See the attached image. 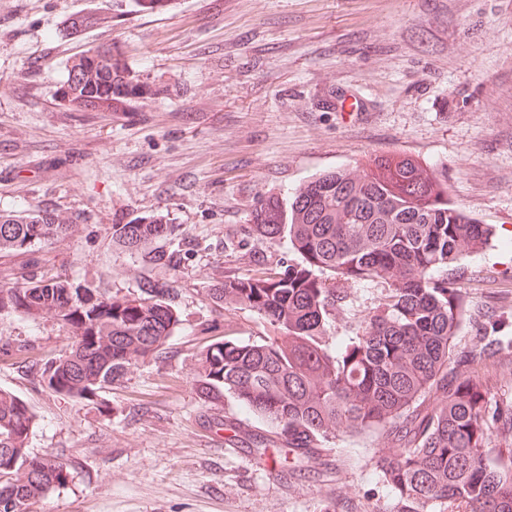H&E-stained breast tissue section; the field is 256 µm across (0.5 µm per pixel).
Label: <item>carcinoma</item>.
Here are the masks:
<instances>
[{
    "label": "carcinoma",
    "mask_w": 512,
    "mask_h": 512,
    "mask_svg": "<svg viewBox=\"0 0 512 512\" xmlns=\"http://www.w3.org/2000/svg\"><path fill=\"white\" fill-rule=\"evenodd\" d=\"M148 91L112 46L74 60L60 95L117 111ZM252 223L269 240H287L299 259L282 272L226 277L207 289L217 305L255 312L271 334L208 345L193 370L197 393L236 398L283 447L307 457L330 438L376 435L383 446L374 468L397 512H427L436 501L448 502V512H512V441L493 438L500 425L512 429V407L493 409L488 399L512 376V336L492 327L455 350L465 306L448 278V266L488 243L492 230L451 202L443 174L406 154L376 155L356 170L324 171L291 194L266 195ZM68 231L47 208L0 213V251L28 252ZM174 231L153 216L114 225L112 239L175 268V252L149 249ZM338 277L353 287L381 282L387 293L361 332L332 352L324 336L342 300ZM174 302L175 290L158 281L122 298L62 276L0 289V310L60 322L70 348L44 363L39 382L87 401L159 353L179 322ZM427 396L434 404L421 411ZM35 420L31 406L0 390V500L13 501L15 512H30L70 476L63 459L28 448Z\"/></svg>",
    "instance_id": "obj_1"
}]
</instances>
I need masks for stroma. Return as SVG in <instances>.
<instances>
[{
  "label": "stroma",
  "mask_w": 512,
  "mask_h": 512,
  "mask_svg": "<svg viewBox=\"0 0 512 512\" xmlns=\"http://www.w3.org/2000/svg\"><path fill=\"white\" fill-rule=\"evenodd\" d=\"M113 44L158 94L118 112L60 101L70 63ZM397 153L441 170L492 227L451 273L468 309L457 348L494 322L512 335V0H0V211L46 207L73 227L0 253V288L61 275L124 296L157 279L179 316L162 353L88 402L39 383L68 345L61 325L0 311V388L36 414L29 448L70 470L34 512H396L376 436L285 452L236 399L203 401L191 367L211 342L270 331L206 295L295 259L255 231L259 196ZM152 215L177 228V268L112 244L114 225ZM384 294L347 289L327 348Z\"/></svg>",
  "instance_id": "35a3bbf8"
}]
</instances>
